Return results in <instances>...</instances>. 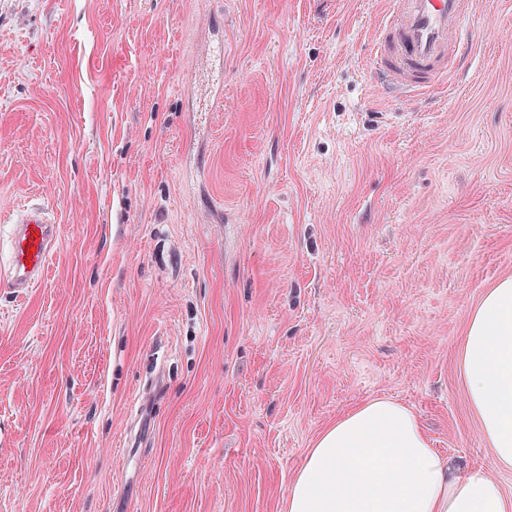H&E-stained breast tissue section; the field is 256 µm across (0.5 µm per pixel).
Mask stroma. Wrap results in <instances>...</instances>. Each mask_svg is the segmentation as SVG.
I'll return each instance as SVG.
<instances>
[{
    "label": "stroma",
    "instance_id": "obj_1",
    "mask_svg": "<svg viewBox=\"0 0 512 512\" xmlns=\"http://www.w3.org/2000/svg\"><path fill=\"white\" fill-rule=\"evenodd\" d=\"M380 8L0 0V225L35 197L61 233L40 288L0 290V512H283L378 397L512 493L458 363L512 276V10L420 107L373 91Z\"/></svg>",
    "mask_w": 512,
    "mask_h": 512
}]
</instances>
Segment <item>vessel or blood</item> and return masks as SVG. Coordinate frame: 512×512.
I'll return each mask as SVG.
<instances>
[{"label":"vessel or blood","mask_w":512,"mask_h":512,"mask_svg":"<svg viewBox=\"0 0 512 512\" xmlns=\"http://www.w3.org/2000/svg\"><path fill=\"white\" fill-rule=\"evenodd\" d=\"M479 6L480 0H387L369 42L375 86L431 103L437 94L455 95L460 76L472 68L473 39L464 30ZM7 231L0 288L23 299L44 280L60 229L33 199L19 204Z\"/></svg>","instance_id":"b4317fda"}]
</instances>
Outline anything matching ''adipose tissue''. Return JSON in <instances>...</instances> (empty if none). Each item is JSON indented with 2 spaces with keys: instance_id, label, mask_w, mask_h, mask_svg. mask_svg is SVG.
<instances>
[{
  "instance_id": "obj_1",
  "label": "adipose tissue",
  "mask_w": 512,
  "mask_h": 512,
  "mask_svg": "<svg viewBox=\"0 0 512 512\" xmlns=\"http://www.w3.org/2000/svg\"><path fill=\"white\" fill-rule=\"evenodd\" d=\"M459 364L471 409L496 465L512 469V277L470 313ZM286 512H512V494L482 469L460 474L406 406L377 398L313 441Z\"/></svg>"
}]
</instances>
